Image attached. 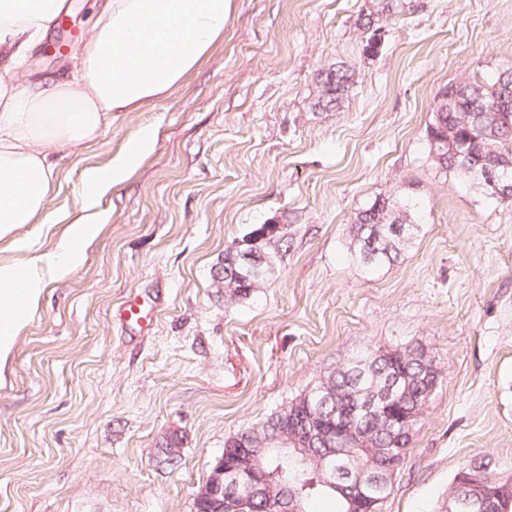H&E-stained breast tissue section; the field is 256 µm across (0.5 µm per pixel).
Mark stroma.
Instances as JSON below:
<instances>
[{
    "instance_id": "stroma-1",
    "label": "stroma",
    "mask_w": 512,
    "mask_h": 512,
    "mask_svg": "<svg viewBox=\"0 0 512 512\" xmlns=\"http://www.w3.org/2000/svg\"><path fill=\"white\" fill-rule=\"evenodd\" d=\"M76 28L25 71L59 73ZM381 42L364 46L372 28ZM512 60V0H231L224 37L169 95L63 159L46 220L17 236L53 246L141 127L153 151L100 200L108 220L0 365V512H193L226 437L263 422L369 347L423 345L439 383L377 512H446L457 473L512 476V204L436 171L426 128L448 84ZM344 64L339 109L317 76ZM417 205V236L368 273L346 246L379 196ZM280 225L288 250L253 294L215 275L232 241ZM156 305L150 334L113 324L128 296ZM181 440L178 463L156 451Z\"/></svg>"
}]
</instances>
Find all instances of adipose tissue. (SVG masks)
<instances>
[{"instance_id":"1","label":"adipose tissue","mask_w":512,"mask_h":512,"mask_svg":"<svg viewBox=\"0 0 512 512\" xmlns=\"http://www.w3.org/2000/svg\"><path fill=\"white\" fill-rule=\"evenodd\" d=\"M230 0H98L90 34L58 75L19 78L28 53L53 29L66 0H0V240L44 214L58 161L95 145L113 120L165 96L224 37ZM154 146L141 128L104 168L85 172L84 214L58 244L0 262V364L47 284L73 274L97 237L99 198L125 183Z\"/></svg>"}]
</instances>
